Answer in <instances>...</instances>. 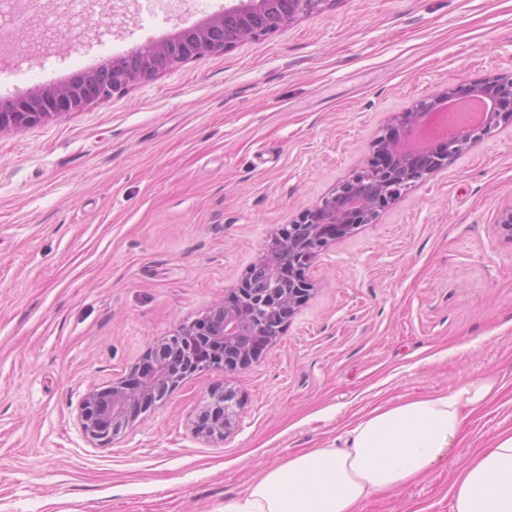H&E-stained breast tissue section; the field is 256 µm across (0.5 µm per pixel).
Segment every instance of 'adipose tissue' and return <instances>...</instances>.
Here are the masks:
<instances>
[{
    "mask_svg": "<svg viewBox=\"0 0 512 512\" xmlns=\"http://www.w3.org/2000/svg\"><path fill=\"white\" fill-rule=\"evenodd\" d=\"M474 377L445 393L371 409L327 445L303 448L267 469L223 512H359L376 495L446 468L471 416L500 393ZM453 512H512V430L496 436L454 478Z\"/></svg>",
    "mask_w": 512,
    "mask_h": 512,
    "instance_id": "1",
    "label": "adipose tissue"
}]
</instances>
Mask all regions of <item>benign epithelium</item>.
Wrapping results in <instances>:
<instances>
[{
    "instance_id": "obj_1",
    "label": "benign epithelium",
    "mask_w": 512,
    "mask_h": 512,
    "mask_svg": "<svg viewBox=\"0 0 512 512\" xmlns=\"http://www.w3.org/2000/svg\"><path fill=\"white\" fill-rule=\"evenodd\" d=\"M334 4L335 0H235L202 26L114 55L101 67L74 73L64 84L0 97V132L32 127L108 100L189 60L278 31ZM470 100L487 105L480 121L429 145L414 142L418 130L444 105ZM506 121L512 123V74L494 75L463 89L449 86L395 115L374 142L365 165L296 220L282 225L224 303L157 344L151 359L126 378L104 392L90 391L83 397V434L94 440L110 439L187 376L207 368L229 373L259 359L304 303L311 290L308 271L330 242L375 223L402 190L449 165ZM238 406L232 389L211 390L198 413V431L224 437L237 424Z\"/></svg>"
}]
</instances>
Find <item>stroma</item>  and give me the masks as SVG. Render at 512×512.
I'll return each mask as SVG.
<instances>
[{
	"mask_svg": "<svg viewBox=\"0 0 512 512\" xmlns=\"http://www.w3.org/2000/svg\"><path fill=\"white\" fill-rule=\"evenodd\" d=\"M228 0H96L52 45L15 27L0 97L59 85L223 12ZM512 72V0H337L84 110L0 132V512H221L299 448L377 406L478 374L503 389L447 469L362 512H452L454 471L512 429V125L500 123L333 241L312 290L257 362L195 373L113 442L80 403L227 298L271 233L362 167L399 112ZM230 383L240 422L193 430Z\"/></svg>",
	"mask_w": 512,
	"mask_h": 512,
	"instance_id": "1",
	"label": "stroma"
}]
</instances>
